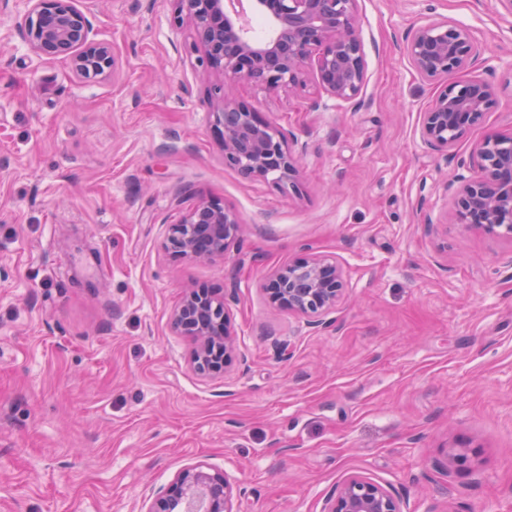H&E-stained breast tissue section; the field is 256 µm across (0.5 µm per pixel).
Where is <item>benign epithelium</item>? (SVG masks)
I'll return each instance as SVG.
<instances>
[{
	"instance_id": "obj_1",
	"label": "benign epithelium",
	"mask_w": 512,
	"mask_h": 512,
	"mask_svg": "<svg viewBox=\"0 0 512 512\" xmlns=\"http://www.w3.org/2000/svg\"><path fill=\"white\" fill-rule=\"evenodd\" d=\"M173 20L193 35L208 83L211 126L224 165L254 180H271L284 193L300 190L298 142L263 117L235 92L239 83L292 94L312 83L331 99L355 103L368 78L360 36L358 0H253L272 26L263 41L248 36L241 15L230 13L224 0H171ZM30 50L47 59L63 58L85 82L115 73L112 45L94 37L77 0H29L21 20ZM405 51L421 79L440 84L422 112L420 134L433 150H451L496 103L493 88L477 78H460L477 60L480 49L468 27L448 20L413 24ZM472 158L479 175L458 162L452 216L466 224L512 239V130L476 142ZM242 222L218 200L200 199L175 224L164 225L161 249L173 260L216 261L226 258L239 240ZM270 300L304 314L307 325L322 328L325 316L345 294L342 268L323 256H310L275 270L265 284ZM238 301L236 286L189 288L170 315V327L191 339L190 365L210 378L225 372L237 351L228 308ZM234 486L224 473L202 464L183 469L167 485L148 495L147 512H234ZM323 512H402L398 494L371 479L352 474L326 499Z\"/></svg>"
}]
</instances>
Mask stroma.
Listing matches in <instances>:
<instances>
[{"instance_id": "stroma-1", "label": "stroma", "mask_w": 512, "mask_h": 512, "mask_svg": "<svg viewBox=\"0 0 512 512\" xmlns=\"http://www.w3.org/2000/svg\"><path fill=\"white\" fill-rule=\"evenodd\" d=\"M358 5L360 107L237 87L303 148L290 196L225 167L169 0H83L119 60L97 82L30 51L27 0L0 14V512H145L197 463L241 488L236 512H322L353 473L403 512H512V240L447 222L443 190L512 130V19L498 0ZM422 16L471 30L468 74L498 97L450 159L420 135L437 87L403 39ZM200 198L243 238L223 261L165 257L164 225ZM310 255L346 285L318 331L264 290ZM230 283L239 353L203 378L169 317ZM451 448L479 456L460 468Z\"/></svg>"}]
</instances>
